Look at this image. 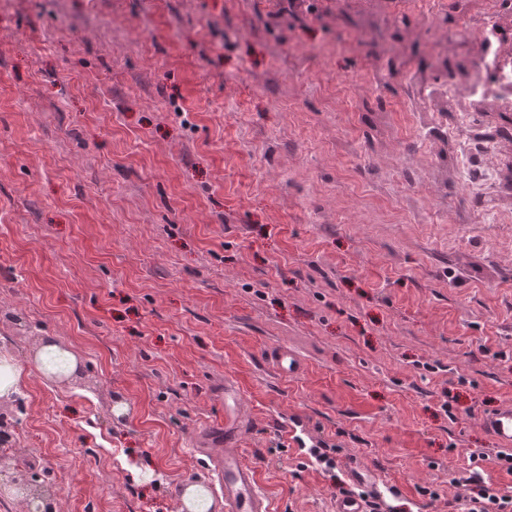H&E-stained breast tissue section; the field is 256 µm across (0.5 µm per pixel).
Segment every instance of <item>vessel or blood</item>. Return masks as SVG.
<instances>
[{
	"instance_id": "b4317fda",
	"label": "vessel or blood",
	"mask_w": 512,
	"mask_h": 512,
	"mask_svg": "<svg viewBox=\"0 0 512 512\" xmlns=\"http://www.w3.org/2000/svg\"><path fill=\"white\" fill-rule=\"evenodd\" d=\"M273 361L284 375L296 376L304 370L302 358L288 349L277 350ZM241 399L239 388L225 383L224 419L201 432L199 443L213 452L212 463L220 483L224 512H269L268 500L258 486L256 472L244 459L242 442L246 416ZM480 423L499 446L512 447V401L481 415Z\"/></svg>"
}]
</instances>
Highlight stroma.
Returning <instances> with one entry per match:
<instances>
[{"label":"stroma","mask_w":512,"mask_h":512,"mask_svg":"<svg viewBox=\"0 0 512 512\" xmlns=\"http://www.w3.org/2000/svg\"><path fill=\"white\" fill-rule=\"evenodd\" d=\"M512 0H0V512H185L225 382L270 512L512 486V107L445 90ZM76 358L64 382L45 342ZM284 346L305 363L270 365ZM306 420L330 464L292 447ZM28 368L8 354L0 353V400L19 392ZM484 430L502 449L512 451V401L501 404L495 411L481 415ZM31 483L24 482L16 487L18 492L25 495L28 512H51L50 493L48 489L31 487Z\"/></svg>","instance_id":"35a3bbf8"}]
</instances>
